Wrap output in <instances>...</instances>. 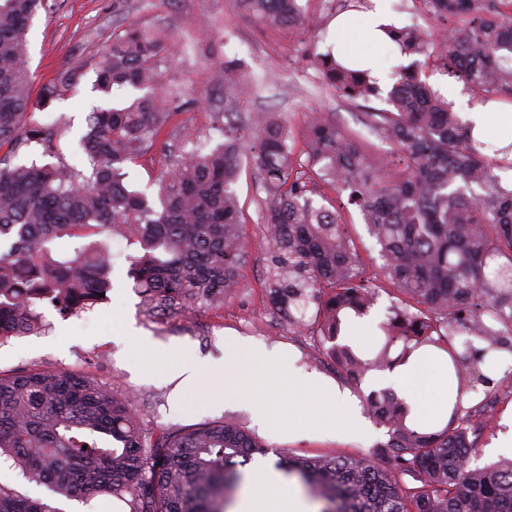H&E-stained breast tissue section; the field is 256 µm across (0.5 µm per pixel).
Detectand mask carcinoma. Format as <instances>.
<instances>
[{"instance_id": "1", "label": "carcinoma", "mask_w": 512, "mask_h": 512, "mask_svg": "<svg viewBox=\"0 0 512 512\" xmlns=\"http://www.w3.org/2000/svg\"><path fill=\"white\" fill-rule=\"evenodd\" d=\"M438 19L462 25L432 41L396 29L401 53L424 54L481 103L512 105V0H421ZM257 21L314 33L298 0H241ZM45 0H0V345L46 331L44 311L61 318L93 309L112 289L108 231L139 244L128 276L149 315L177 317L214 306L234 292L244 256L234 185L244 143L252 144L262 199L270 297L288 325L336 364L354 386L368 372L395 368L417 350L447 354L460 392L483 398L458 408L439 430L406 423L392 391H372L366 413L388 430L375 447L389 467L363 455L282 456L323 503L321 512H512V460L467 464L492 418V400L512 385L490 387L480 365L512 352V145L493 148L418 78L396 70L388 108L365 113L370 132L391 145L373 153L321 113L304 119L298 154L291 126L272 118L256 132L232 99L213 113L223 142L209 152L166 153L154 192L130 188L127 169L158 144L178 115L177 98L146 94L123 107L90 113L78 147L85 176L60 151V123L35 117L26 35ZM163 40L131 26L94 62L97 85L151 88L160 82ZM321 79L347 101L377 93L369 78L344 68L332 50L310 55ZM79 62L57 74L43 98L76 87ZM241 76L224 57L217 80ZM346 196L379 246L382 273L396 300L378 324L367 356L341 341L353 317L374 308L378 291L364 277L343 213L323 203L322 187ZM79 238L70 258L52 244ZM464 350H459V346ZM267 446L233 421L159 431L145 425L132 399L76 370L23 369L0 374V467L27 482L100 506L112 497L129 512H227L244 469ZM0 512H56L41 499L0 485Z\"/></svg>"}]
</instances>
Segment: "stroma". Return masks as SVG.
Returning a JSON list of instances; mask_svg holds the SVG:
<instances>
[{"mask_svg": "<svg viewBox=\"0 0 512 512\" xmlns=\"http://www.w3.org/2000/svg\"><path fill=\"white\" fill-rule=\"evenodd\" d=\"M300 2L307 16L323 20L324 33L301 37L262 25L243 10L239 0H47L27 34L31 93L39 103L36 115L64 123L60 146L65 158L78 169H87L75 142L85 132L92 108L121 105L136 96L129 88L108 94L94 89L93 64L113 36L136 25L164 38L159 95L178 94L187 101L177 121L162 135L174 147H184L187 137L193 135L209 147L219 144L220 137L211 128V115L224 109V86L214 81L212 73L231 56L243 63V82L234 93L238 111L249 113L257 124L273 115L288 119L296 150L304 148L303 119L308 112L324 113L339 128L358 133L374 151L386 150V143L365 126L364 115L386 108L388 85H380L368 100L350 104L334 91L321 88L317 79L306 73L307 53L326 52L334 39L330 24L340 0ZM388 5L399 26L424 29L430 37H445L454 28L453 23L436 22L421 10L418 0H388ZM78 60L84 61L86 68L75 92L43 100V88L60 70ZM235 190L247 247L236 290L223 304L197 308L173 319L147 317L126 276L127 257L137 246L128 239L114 238L110 245L117 253L107 300L66 321L47 313L46 319L52 324L48 333L17 337L0 346V372L8 374L34 364L45 369L85 371L131 395L149 426H176V419L167 412L165 366L157 365L152 380L144 381L125 365L127 345L123 337L113 334L112 323L128 317L136 328L159 340H184L215 356L221 353L220 338L225 330H234L271 349L288 347L301 365L343 383L334 363L306 337L292 332L287 318L270 301L262 195L250 168L242 169ZM259 438L269 446L270 457L285 452L307 458L326 453L369 454L378 443L387 441L388 435L386 429L376 427L349 444L328 439L283 443L270 431L260 433Z\"/></svg>", "mask_w": 512, "mask_h": 512, "instance_id": "35a3bbf8", "label": "stroma"}]
</instances>
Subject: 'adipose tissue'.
Segmentation results:
<instances>
[{"mask_svg": "<svg viewBox=\"0 0 512 512\" xmlns=\"http://www.w3.org/2000/svg\"><path fill=\"white\" fill-rule=\"evenodd\" d=\"M365 13L346 12L335 21V57L344 66L368 71L371 79L384 83L376 51L389 44V27L395 20L387 0H371ZM127 338L126 362L141 375L156 364H165L176 385L171 412L179 415L203 411L219 415L244 413L252 426L275 429L288 440L329 436L351 442L370 428L358 400L317 370L285 359L249 336L228 332L222 354L200 355L190 344L161 342L143 335L132 322H123ZM404 399L409 416L417 425H443L450 417L457 396V381L435 353L412 358L394 371L381 373ZM239 512H309L307 503L273 466L259 465Z\"/></svg>", "mask_w": 512, "mask_h": 512, "instance_id": "adipose-tissue-1", "label": "adipose tissue"}]
</instances>
